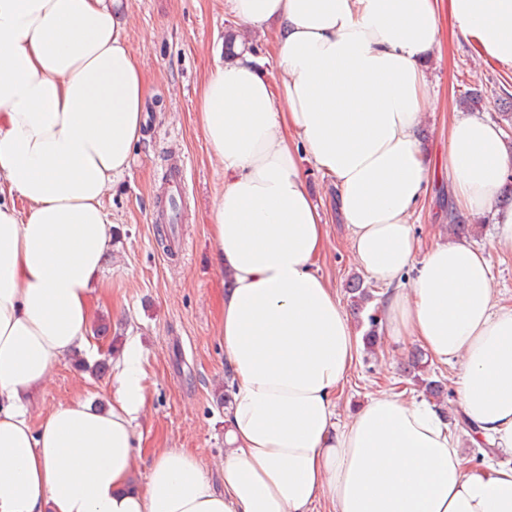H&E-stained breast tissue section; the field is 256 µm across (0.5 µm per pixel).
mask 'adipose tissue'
Listing matches in <instances>:
<instances>
[{
  "label": "adipose tissue",
  "mask_w": 512,
  "mask_h": 512,
  "mask_svg": "<svg viewBox=\"0 0 512 512\" xmlns=\"http://www.w3.org/2000/svg\"><path fill=\"white\" fill-rule=\"evenodd\" d=\"M226 3L253 35L277 37L273 73L240 44L197 100L224 169L211 255L233 283L216 311L234 388L223 479L166 448L137 486L138 338L107 407L79 397L35 427L28 405L56 361L89 347L109 288L104 197L143 137L149 80L108 0H0V512H512V464L468 467L460 436L424 399L380 392L337 424L359 343L317 266L328 224L301 167L334 183L354 262L386 289L388 336L456 366L474 439L512 452V303L496 298L484 249L423 246L410 222L427 190L418 129L442 20L510 67L512 0ZM511 172L496 122L453 118L456 202L492 214L495 244L512 254V207L497 204Z\"/></svg>",
  "instance_id": "ef3b65f1"
}]
</instances>
